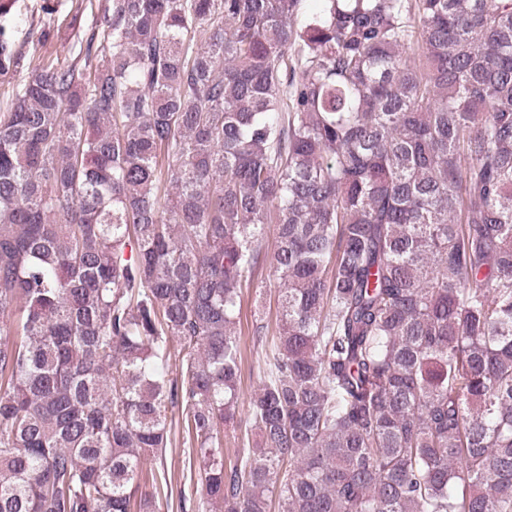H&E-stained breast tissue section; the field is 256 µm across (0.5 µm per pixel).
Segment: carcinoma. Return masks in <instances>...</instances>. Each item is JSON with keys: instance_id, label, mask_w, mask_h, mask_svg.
I'll use <instances>...</instances> for the list:
<instances>
[{"instance_id": "carcinoma-1", "label": "carcinoma", "mask_w": 512, "mask_h": 512, "mask_svg": "<svg viewBox=\"0 0 512 512\" xmlns=\"http://www.w3.org/2000/svg\"><path fill=\"white\" fill-rule=\"evenodd\" d=\"M300 2L111 0L13 90L0 512H157L173 403L197 512H512V0ZM262 280L264 281L263 283L260 282L259 278L258 281H255L253 287L244 290L242 300L240 344L243 354V364L237 404V422L242 419L245 423L249 418L250 396L256 385V379L250 374V366L254 364L259 357L262 358L265 353V348H267L264 343L262 344L260 341L256 340V336H252L253 323L255 322V318H257L254 317L255 299L258 298L259 291L260 298L258 300L261 313L259 315L264 319V323L269 326V341L272 334L275 333L279 322L278 292L276 282L273 280L269 269L263 271ZM244 423L242 430H240L238 423H235L233 426L224 425V463L227 467L235 463L239 453H242L243 448H260L261 446L257 430L250 431L251 428H248L247 436Z\"/></svg>"}]
</instances>
